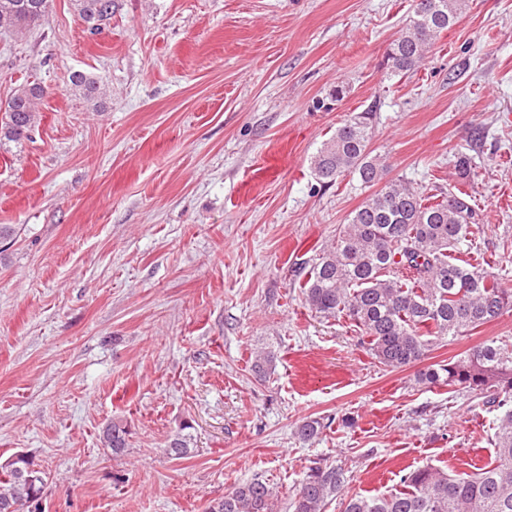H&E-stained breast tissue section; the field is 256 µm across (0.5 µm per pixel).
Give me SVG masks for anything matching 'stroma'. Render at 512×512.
I'll use <instances>...</instances> for the list:
<instances>
[{
  "label": "stroma",
  "instance_id": "obj_1",
  "mask_svg": "<svg viewBox=\"0 0 512 512\" xmlns=\"http://www.w3.org/2000/svg\"><path fill=\"white\" fill-rule=\"evenodd\" d=\"M411 9L115 0L92 35L72 0H50L23 37L0 31V102L29 79L48 90L30 139L0 146V225L15 230L0 244V464L22 452L46 472L42 512H204L255 478L286 512L319 459L373 495L426 465L490 462L495 411L384 367L301 293L303 267L372 193L320 183L312 157L369 109L390 178L471 193V253L512 288V0H469L397 76L384 52ZM75 72L102 95L73 92ZM490 339L512 345V312L426 361ZM260 349L276 356L263 380ZM306 418L331 425L305 442ZM113 421L130 431L118 455L102 442ZM183 423L190 448L170 455Z\"/></svg>",
  "mask_w": 512,
  "mask_h": 512
}]
</instances>
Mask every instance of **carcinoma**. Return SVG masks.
<instances>
[{
  "label": "carcinoma",
  "mask_w": 512,
  "mask_h": 512,
  "mask_svg": "<svg viewBox=\"0 0 512 512\" xmlns=\"http://www.w3.org/2000/svg\"><path fill=\"white\" fill-rule=\"evenodd\" d=\"M423 14L413 13L387 50L388 69L404 74L425 59L440 35L454 26L467 0H428ZM75 12L92 34L112 18L114 0H73ZM49 0H0V30L23 34L44 20ZM73 90L86 99L101 94L97 79L72 75ZM45 90L36 81L18 85L0 103V141L19 143L36 126L37 101ZM373 111L361 112L336 127L313 157L316 178L332 184L343 176L378 187L338 226L336 239L320 250L305 274V301L324 317L354 323L371 355L391 369L423 361L437 342L455 339L512 311V289L487 269L458 260L470 241L478 214L466 191H450L430 202L425 190L387 178L385 158L373 153ZM274 368V354L261 351L252 363L262 379ZM425 387H460L499 412L494 458L467 474L432 466L411 470L400 487L382 495L347 494L342 512H512V347L488 340L447 363L417 373ZM189 425L180 428L171 451H187ZM324 429L307 419L297 429L303 440ZM130 432L111 422L103 443L112 452L127 447ZM347 477L342 465L315 461L292 491L288 512H326L342 493ZM45 473L25 454L0 464V512H41ZM278 495L260 479L242 483L208 502L205 512H277Z\"/></svg>",
  "instance_id": "carcinoma-1"
}]
</instances>
